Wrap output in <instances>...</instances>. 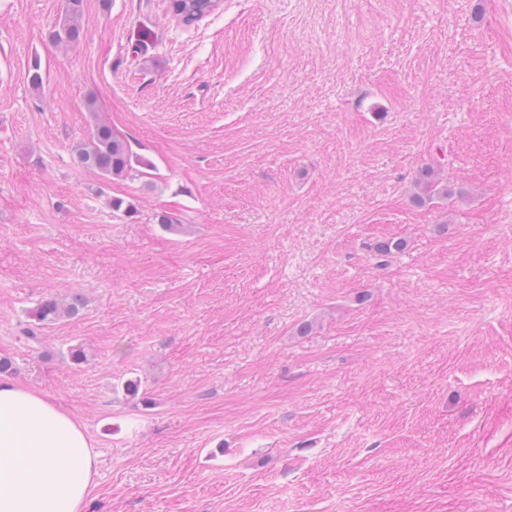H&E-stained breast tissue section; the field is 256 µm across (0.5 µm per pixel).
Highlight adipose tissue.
Wrapping results in <instances>:
<instances>
[{
  "instance_id": "obj_1",
  "label": "adipose tissue",
  "mask_w": 512,
  "mask_h": 512,
  "mask_svg": "<svg viewBox=\"0 0 512 512\" xmlns=\"http://www.w3.org/2000/svg\"><path fill=\"white\" fill-rule=\"evenodd\" d=\"M95 466L81 422L38 390L0 379V512H84Z\"/></svg>"
}]
</instances>
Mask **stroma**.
Segmentation results:
<instances>
[{
    "instance_id": "35a3bbf8",
    "label": "stroma",
    "mask_w": 512,
    "mask_h": 512,
    "mask_svg": "<svg viewBox=\"0 0 512 512\" xmlns=\"http://www.w3.org/2000/svg\"><path fill=\"white\" fill-rule=\"evenodd\" d=\"M168 5L64 50L0 0V358L85 426V512H512V0ZM99 119L150 175L77 165ZM215 0H170L169 10L179 21L191 25L213 12ZM416 183L428 199H431L435 194L448 197V185H443L442 188L438 189L441 186V182H439L435 171L430 167L422 168L419 171ZM83 307V298L79 295L71 296L65 300L54 297L43 300L35 309L34 317L38 323L45 325L59 320L62 317H75Z\"/></svg>"
}]
</instances>
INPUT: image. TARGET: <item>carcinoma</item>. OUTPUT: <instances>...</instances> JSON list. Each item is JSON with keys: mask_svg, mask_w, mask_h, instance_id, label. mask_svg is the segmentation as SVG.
<instances>
[{"mask_svg": "<svg viewBox=\"0 0 512 512\" xmlns=\"http://www.w3.org/2000/svg\"><path fill=\"white\" fill-rule=\"evenodd\" d=\"M169 10L183 24L191 25L213 12L215 5L213 0H170ZM81 33V0H68L67 13L53 32V38L58 44L68 47L79 42ZM75 154L84 168L105 176L133 177L139 173V168L150 167L104 122L95 124L89 136L76 146ZM416 183L422 190V194L416 196L420 203L435 194L442 197L449 194L448 186L441 185L430 167L419 171ZM82 307L83 298L79 295L65 300L51 297L38 305L34 317L42 325L50 324L62 317L77 316Z\"/></svg>", "mask_w": 512, "mask_h": 512, "instance_id": "cac0c4a2", "label": "carcinoma"}]
</instances>
